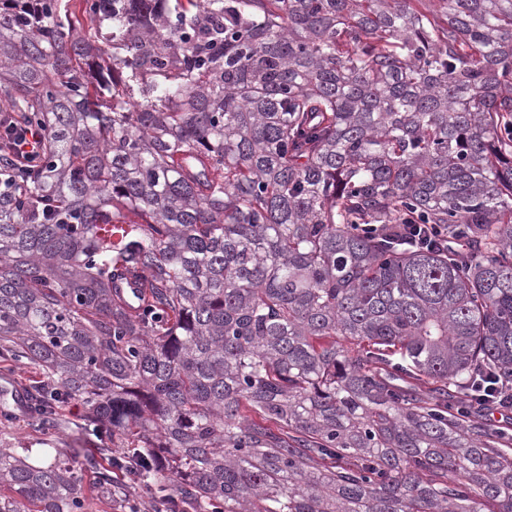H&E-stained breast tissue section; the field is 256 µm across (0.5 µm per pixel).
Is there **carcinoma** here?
Returning a JSON list of instances; mask_svg holds the SVG:
<instances>
[{
    "label": "carcinoma",
    "mask_w": 512,
    "mask_h": 512,
    "mask_svg": "<svg viewBox=\"0 0 512 512\" xmlns=\"http://www.w3.org/2000/svg\"><path fill=\"white\" fill-rule=\"evenodd\" d=\"M419 2L0 0L32 429L79 402L151 512H512V0ZM76 454L0 448V512H85ZM0 131L7 139L11 153L20 162H30L40 155L45 130L37 126H20L10 121L7 126L0 116Z\"/></svg>",
    "instance_id": "1"
}]
</instances>
